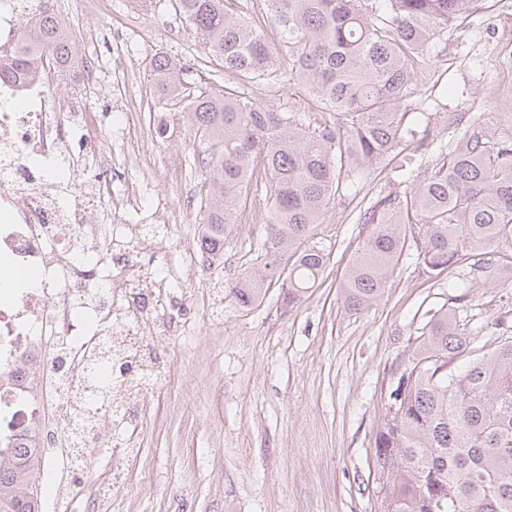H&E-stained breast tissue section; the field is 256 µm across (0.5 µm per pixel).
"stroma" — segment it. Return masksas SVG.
<instances>
[{"mask_svg": "<svg viewBox=\"0 0 512 512\" xmlns=\"http://www.w3.org/2000/svg\"><path fill=\"white\" fill-rule=\"evenodd\" d=\"M108 4L99 16L66 19L73 28L96 20L106 25L91 51L102 71L130 67L125 96L106 87L95 102L104 130L98 152L113 159L115 190L136 183L143 192L141 210L121 215L120 223H154L163 201L184 212L162 243L176 260L184 246L200 239L202 172L191 163L193 130L171 123L177 107L159 100L147 70L156 56L189 61L203 56L204 46L171 0ZM511 76L512 0H470L415 63L405 101L408 111L428 119L436 147L397 156L371 171L358 192L336 199L316 228L330 261L317 286L292 309L282 308L277 285L249 308L239 307L229 292L221 305L210 303L217 284L229 289L254 266L266 239L267 225L252 223L249 208H242L223 255L211 261L216 274L185 286V329L149 342L163 372L146 397L137 455L117 463L106 446L116 431L101 429L87 491L120 464L128 480L109 512H371L374 440L397 384L395 368L430 312L443 306L476 346L490 350L512 336V270L504 287L477 286L460 300L452 287L460 270L427 277L410 244L383 298L351 313L341 303L340 283L366 233L357 216L379 191L413 194L415 181H398L397 167L408 158L435 165L439 144L465 131L458 114L512 129V94L501 91ZM130 101L151 118L143 126L144 167L114 156V127ZM173 159L181 163L176 177L169 167Z\"/></svg>", "mask_w": 512, "mask_h": 512, "instance_id": "35a3bbf8", "label": "stroma"}]
</instances>
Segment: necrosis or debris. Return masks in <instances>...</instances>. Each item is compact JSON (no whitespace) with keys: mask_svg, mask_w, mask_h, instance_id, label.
Returning a JSON list of instances; mask_svg holds the SVG:
<instances>
[{"mask_svg":"<svg viewBox=\"0 0 512 512\" xmlns=\"http://www.w3.org/2000/svg\"><path fill=\"white\" fill-rule=\"evenodd\" d=\"M55 7V0H0V50L17 49L21 25ZM37 56L36 76L0 79V274L10 276L0 288V463L18 448L41 451L52 500L70 512L84 484L73 463L84 450L69 441L84 401L71 387L97 379L89 352L105 340L107 380L119 400L102 422L124 433L113 453H130L156 368L148 338L183 326L174 287L197 257L188 249L175 263L157 248L141 258L131 249L138 227L109 224L111 214L139 209L140 187L115 193L103 172L76 184L83 146L102 134L90 105L101 71L88 57L76 63L70 79L78 96L69 100L55 90L53 45Z\"/></svg>","mask_w":512,"mask_h":512,"instance_id":"1","label":"necrosis or debris"}]
</instances>
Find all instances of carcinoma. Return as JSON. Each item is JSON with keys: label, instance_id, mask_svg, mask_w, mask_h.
<instances>
[{"label": "carcinoma", "instance_id": "1", "mask_svg": "<svg viewBox=\"0 0 512 512\" xmlns=\"http://www.w3.org/2000/svg\"><path fill=\"white\" fill-rule=\"evenodd\" d=\"M288 44L281 70L263 26L245 18L239 0H174L207 52L193 65L167 55L150 63V83L182 105L194 130V153L205 173L198 212L205 253L221 255L242 203L253 196L251 220L269 232L256 268L231 288L249 307L279 283L282 306L301 300L322 275L330 252L315 228L335 199L376 169L404 142L423 141L427 130L406 111L413 57L428 50L459 17L467 0H265ZM63 20L41 15L22 26L19 47L0 69L31 70V47L52 43L62 62L76 44L62 34ZM212 66L239 80L215 92L184 79ZM301 83L311 112L270 107L245 85ZM405 198L378 194L360 212L370 226L342 285L345 309L359 313L384 294L412 237L417 264L429 278L463 267L469 288H497L512 264V133L473 122L443 161L419 173ZM463 336L434 311L407 360L377 432L378 481L374 512H512V337L469 358ZM112 405L111 386L89 391L85 422ZM29 458L0 468V512H40L29 491Z\"/></svg>", "mask_w": 512, "mask_h": 512}]
</instances>
